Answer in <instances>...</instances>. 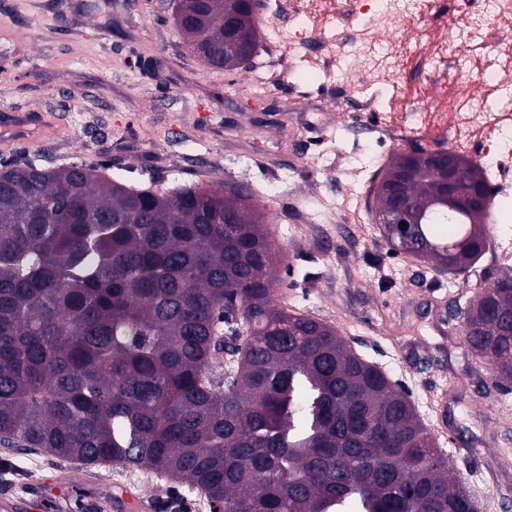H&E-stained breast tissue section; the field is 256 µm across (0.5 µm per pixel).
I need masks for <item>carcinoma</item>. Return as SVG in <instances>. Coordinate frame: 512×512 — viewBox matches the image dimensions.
Here are the masks:
<instances>
[{
	"label": "carcinoma",
	"instance_id": "1",
	"mask_svg": "<svg viewBox=\"0 0 512 512\" xmlns=\"http://www.w3.org/2000/svg\"><path fill=\"white\" fill-rule=\"evenodd\" d=\"M260 0H178L204 63L249 69ZM479 209H448L421 147L372 188L381 216L413 202L409 249L464 273L488 239ZM107 164H0V445L144 467L213 512H477L405 391L330 324L277 304L276 246L249 182L169 192ZM469 352L512 385V276L459 308ZM224 331L217 332V325ZM233 361L224 374L216 355Z\"/></svg>",
	"mask_w": 512,
	"mask_h": 512
}]
</instances>
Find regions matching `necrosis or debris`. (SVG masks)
I'll return each mask as SVG.
<instances>
[{"label": "necrosis or debris", "mask_w": 512, "mask_h": 512, "mask_svg": "<svg viewBox=\"0 0 512 512\" xmlns=\"http://www.w3.org/2000/svg\"><path fill=\"white\" fill-rule=\"evenodd\" d=\"M262 41L269 85L301 69L317 98H284L297 122L326 105L378 115L390 111L394 77L414 95L383 140L411 131L471 155L490 185L512 176V0H263Z\"/></svg>", "instance_id": "necrosis-or-debris-1"}]
</instances>
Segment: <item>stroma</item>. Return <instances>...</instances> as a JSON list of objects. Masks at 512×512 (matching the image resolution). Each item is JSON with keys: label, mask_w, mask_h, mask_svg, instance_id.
I'll return each instance as SVG.
<instances>
[{"label": "stroma", "mask_w": 512, "mask_h": 512, "mask_svg": "<svg viewBox=\"0 0 512 512\" xmlns=\"http://www.w3.org/2000/svg\"><path fill=\"white\" fill-rule=\"evenodd\" d=\"M177 0H0V128L24 133L0 160L25 153L38 165L113 161L131 184L166 191L179 184L222 191L239 178L257 189L255 207L278 247L276 299L334 326L352 349L409 394L421 421L479 502L512 512V391L486 393L488 362L468 353L457 305L503 267L434 270L389 253L379 226L365 222L358 197L364 164L378 152L409 153L423 135L394 146L355 130L348 113H310L311 126L283 155L250 153L238 162L227 124L246 126L259 106L275 109L285 86L312 85L300 73L253 98L250 73L206 66L174 20ZM342 214L335 224H300L315 195ZM488 237L512 243V179L485 219ZM153 497L154 512H211L201 494L145 469L127 482ZM123 482L85 467L0 446V495L28 512H81Z\"/></svg>", "instance_id": "stroma-1"}]
</instances>
